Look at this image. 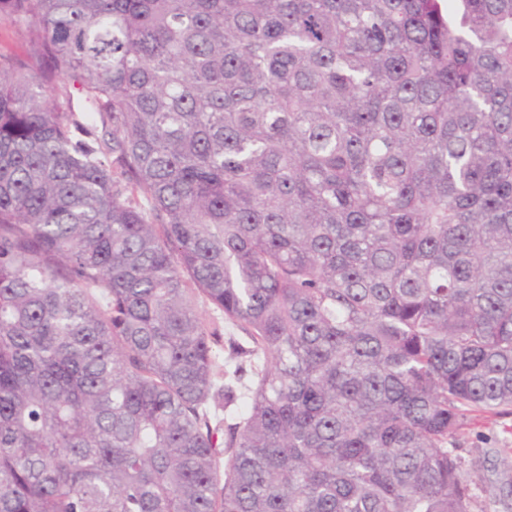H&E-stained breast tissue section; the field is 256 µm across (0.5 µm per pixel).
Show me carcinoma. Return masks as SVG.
Wrapping results in <instances>:
<instances>
[{"mask_svg":"<svg viewBox=\"0 0 512 512\" xmlns=\"http://www.w3.org/2000/svg\"><path fill=\"white\" fill-rule=\"evenodd\" d=\"M0 20V512H512V0ZM27 48V34L9 23L0 22V52L24 55ZM199 308L208 321H215L216 325L220 330L222 337L221 342H219L218 345L214 346V350L217 353H219L221 359H224V357L228 356V347L227 343L224 342V336H239V338L242 340L244 339L243 336H246V334L240 329L229 328L224 322L222 315H219V313L214 312L212 307H210V305L208 304L206 305L202 300H200L199 302ZM461 454L466 459L478 455V448H512L511 410L491 415L474 412L468 415Z\"/></svg>","mask_w":512,"mask_h":512,"instance_id":"carcinoma-1","label":"carcinoma"}]
</instances>
